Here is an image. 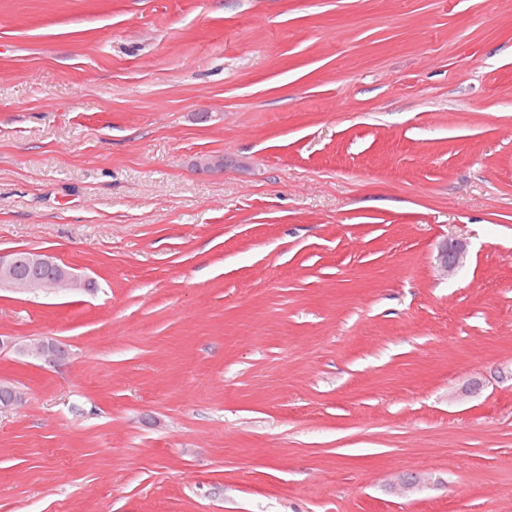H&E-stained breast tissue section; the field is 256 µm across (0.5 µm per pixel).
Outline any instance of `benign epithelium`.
I'll return each mask as SVG.
<instances>
[{"label":"benign epithelium","instance_id":"obj_1","mask_svg":"<svg viewBox=\"0 0 512 512\" xmlns=\"http://www.w3.org/2000/svg\"><path fill=\"white\" fill-rule=\"evenodd\" d=\"M466 255V246L459 241L443 245L439 254L440 269L446 274L454 273L463 266ZM0 283L35 294L88 288V279L57 263L49 254L33 250L20 258L13 253L0 255ZM33 354L48 363H57L65 358V350L53 342H39Z\"/></svg>","mask_w":512,"mask_h":512}]
</instances>
